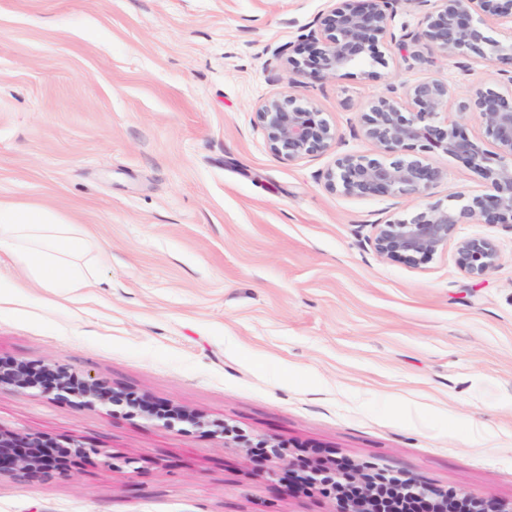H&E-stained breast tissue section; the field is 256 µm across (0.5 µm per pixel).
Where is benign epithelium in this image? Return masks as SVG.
I'll return each mask as SVG.
<instances>
[{"label":"benign epithelium","mask_w":512,"mask_h":512,"mask_svg":"<svg viewBox=\"0 0 512 512\" xmlns=\"http://www.w3.org/2000/svg\"><path fill=\"white\" fill-rule=\"evenodd\" d=\"M397 0H343L313 20L305 36L310 46L307 59H288L295 78L310 68L325 77L362 62L375 45L387 40L402 47L407 40L423 39L438 50L473 55L512 64V34L496 38L492 21L512 25V0H440L427 12L423 29L396 37L391 28ZM444 120H439L440 114ZM471 113L484 129L486 140L472 139L451 114ZM256 120L265 130L271 151L290 160L326 154L336 147V130L313 105H302L293 96L260 103ZM361 131L390 157L386 162L365 155L344 154L325 173V185L353 197L421 195L442 178V172L425 163L422 153L441 151L460 160L486 183L484 193L468 198L457 207L432 206L408 220L378 224L370 244L381 257L419 265L448 249L455 242L456 264L473 279L495 270L500 262L496 245L483 237L454 240L457 225L512 224V94L488 86L456 105L448 101V84L437 79L417 82L403 96L394 90L375 98L360 115ZM37 390L44 395L73 398L82 407L112 406L125 402V395L86 377L79 378L61 367L36 366L27 362L0 360V391ZM140 409L149 417L171 425L176 418L203 427V417L185 409L174 414L144 402ZM260 462L271 473L288 466V490L318 489L328 483L348 482L356 492L340 501L339 512H378L375 507L380 486L416 501L429 512H512L489 498L465 492H448L408 480L397 481L376 465L347 466L342 462L328 472L287 463V455L265 438ZM101 448L79 439L52 440L34 433L0 428V476L67 477L71 467L90 455H103Z\"/></svg>","instance_id":"benign-epithelium-1"}]
</instances>
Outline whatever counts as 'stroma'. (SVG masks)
I'll list each match as a JSON object with an SVG mask.
<instances>
[{
    "mask_svg": "<svg viewBox=\"0 0 512 512\" xmlns=\"http://www.w3.org/2000/svg\"><path fill=\"white\" fill-rule=\"evenodd\" d=\"M332 0H0V199L80 224L103 251L95 281L48 300L0 254V358L65 367L204 429L125 409L0 392V427L75 437L69 477L0 478V512H337L280 497L243 439L293 459L377 464L512 501V227L498 267L465 275L454 251L410 266L377 255L374 227L450 206L483 178L439 152L417 196L326 189L337 155L380 157L359 116L388 86L438 79L451 103L512 88L500 66L426 41L291 83L298 47ZM316 105L333 152L288 160L255 108ZM140 409L149 417L157 420L158 422H161L162 426L164 427H169L171 425V420L174 418L196 427H203L206 424L202 416L194 414L185 409H176L179 412V415H177V413H171L169 410L156 408L153 405H151L148 401H145L140 406Z\"/></svg>",
    "mask_w": 512,
    "mask_h": 512,
    "instance_id": "1",
    "label": "stroma"
}]
</instances>
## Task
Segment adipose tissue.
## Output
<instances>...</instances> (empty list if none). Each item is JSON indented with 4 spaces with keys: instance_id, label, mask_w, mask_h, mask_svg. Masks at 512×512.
<instances>
[{
    "instance_id": "1",
    "label": "adipose tissue",
    "mask_w": 512,
    "mask_h": 512,
    "mask_svg": "<svg viewBox=\"0 0 512 512\" xmlns=\"http://www.w3.org/2000/svg\"><path fill=\"white\" fill-rule=\"evenodd\" d=\"M91 247L79 225L51 210L0 200V251L27 271L32 286L55 296L87 287L91 269L77 260Z\"/></svg>"
}]
</instances>
